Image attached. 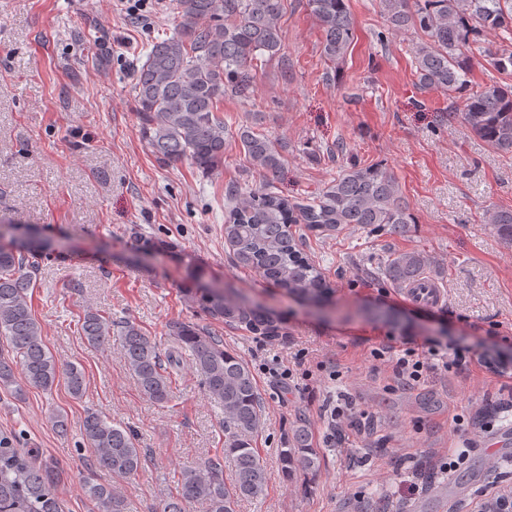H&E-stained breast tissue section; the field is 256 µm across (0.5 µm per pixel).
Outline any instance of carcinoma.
<instances>
[{
	"label": "carcinoma",
	"mask_w": 512,
	"mask_h": 512,
	"mask_svg": "<svg viewBox=\"0 0 512 512\" xmlns=\"http://www.w3.org/2000/svg\"><path fill=\"white\" fill-rule=\"evenodd\" d=\"M177 23L171 35L156 40L142 64L133 69V98L141 135L158 162H190L208 173L224 163L226 133L221 104L230 93L248 98L253 92L252 62L281 51L279 22L285 0H174ZM322 34V53L335 62L345 57L354 39L348 0H308ZM394 30L411 27L422 34L416 47V74L426 89L461 93L468 85L473 50L487 58L498 73L512 69V0H381ZM462 122L493 149L512 152V86L496 82L473 92L458 109ZM237 139L265 181L277 178L283 165L281 145L249 126ZM229 200L224 240L238 266L259 273L289 294L314 300L326 297L330 285L320 269L299 249L293 226L337 230L346 224L380 227L403 234L413 223L408 204L399 195L393 173L381 164L351 165L321 194L290 202L265 188L226 190ZM491 223L512 240V210L494 212ZM425 257L416 251L393 254L385 263L386 277L403 284L421 276ZM39 262L11 244L0 242V337L10 353L0 354V387L23 386L52 390L64 376L70 394L81 397L85 376L69 365L62 369L44 346L42 327L32 313L28 292L34 287ZM207 314L261 335L278 332L272 321L253 308L236 305L219 291L201 297ZM81 330L93 347L109 341L112 320L93 310L85 312ZM168 335L189 352L194 372L206 396L223 415L224 456L234 462L224 478L218 461L183 469L176 494L160 512H187L204 505L206 512H237L240 501L265 494L269 482L252 437L262 415L255 378L238 355L184 322L168 325ZM119 341L125 367L141 394L156 404L173 396L169 369L181 354L161 358L156 342L135 322L127 320ZM21 379H16L15 369ZM82 436L94 449L97 464L118 476L135 473L142 463L137 435L116 426L97 411L86 413ZM19 437L0 434V512H62L52 492L56 468L36 464L18 447ZM318 453L305 426L295 429L282 454L286 472L314 469ZM84 488L98 512H126L123 498L89 477Z\"/></svg>",
	"instance_id": "1"
}]
</instances>
